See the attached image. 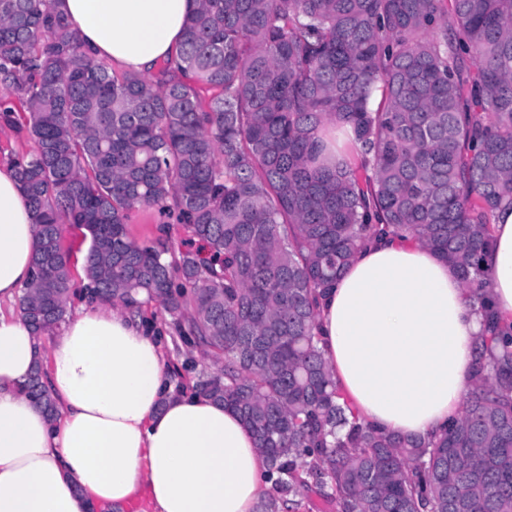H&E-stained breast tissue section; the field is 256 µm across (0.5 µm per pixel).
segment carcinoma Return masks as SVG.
<instances>
[{
  "label": "carcinoma",
  "mask_w": 512,
  "mask_h": 512,
  "mask_svg": "<svg viewBox=\"0 0 512 512\" xmlns=\"http://www.w3.org/2000/svg\"><path fill=\"white\" fill-rule=\"evenodd\" d=\"M55 0H0V83L26 107L15 159L36 218L19 306L69 313L62 226L90 236L86 292L215 369L194 389L239 413L265 458L256 512H512V328L479 337L460 419L424 440L366 426L315 334L318 297L366 240H415L489 313L482 265L512 207V0H194L156 79L88 54ZM349 127L354 162L325 155ZM175 218L138 242L132 210ZM35 364L25 387L54 417Z\"/></svg>",
  "instance_id": "carcinoma-1"
}]
</instances>
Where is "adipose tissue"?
I'll list each match as a JSON object with an SVG mask.
<instances>
[{
    "label": "adipose tissue",
    "mask_w": 512,
    "mask_h": 512,
    "mask_svg": "<svg viewBox=\"0 0 512 512\" xmlns=\"http://www.w3.org/2000/svg\"><path fill=\"white\" fill-rule=\"evenodd\" d=\"M192 0H57L86 49L122 72L176 57ZM35 215L0 165V512H121L148 488L153 512H253L265 460L240 415L175 393L160 342L137 319L84 301L50 347L12 304L33 274ZM497 313L512 321V208L485 258ZM338 387L372 426L424 439L458 419L481 315L447 262L413 242L361 249L317 318ZM57 416L24 392L37 359Z\"/></svg>",
    "instance_id": "ef3b65f1"
}]
</instances>
